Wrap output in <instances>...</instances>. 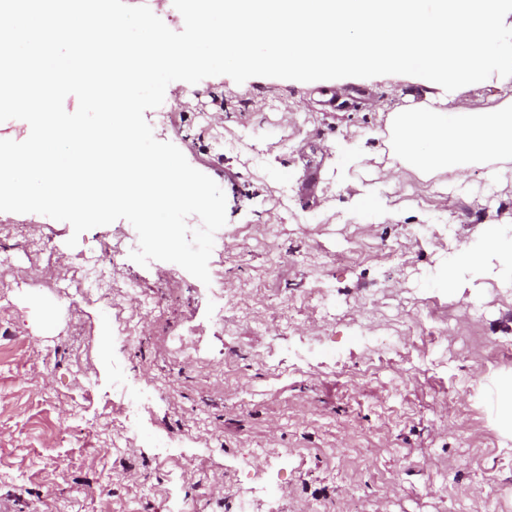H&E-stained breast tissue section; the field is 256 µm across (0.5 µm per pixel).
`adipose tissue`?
<instances>
[{
    "label": "adipose tissue",
    "instance_id": "adipose-tissue-1",
    "mask_svg": "<svg viewBox=\"0 0 512 512\" xmlns=\"http://www.w3.org/2000/svg\"><path fill=\"white\" fill-rule=\"evenodd\" d=\"M481 247L460 245L448 264V289L462 297L466 276L512 279V235L496 224L484 225Z\"/></svg>",
    "mask_w": 512,
    "mask_h": 512
}]
</instances>
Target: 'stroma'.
Here are the masks:
<instances>
[{
    "instance_id": "obj_1",
    "label": "stroma",
    "mask_w": 512,
    "mask_h": 512,
    "mask_svg": "<svg viewBox=\"0 0 512 512\" xmlns=\"http://www.w3.org/2000/svg\"><path fill=\"white\" fill-rule=\"evenodd\" d=\"M418 87L409 75L341 78L326 108L324 86L296 80L180 84L153 133L225 193L224 247L208 265L223 278L207 285L124 253L107 298L65 301L52 286L64 259L101 252L131 223L77 236L64 221L0 212V225L51 239L61 261L47 270L21 236H0L12 255L0 266L12 286L0 308V512H168L175 499L237 512L241 463L255 452L278 469L250 512H512V433L495 406L497 382L512 377V292L491 278L465 289L486 338L472 353L454 351L465 320H444L448 248L477 243L484 224L512 227V177L492 185L469 168L466 195L407 168L388 184L387 117ZM344 140L360 166L344 167ZM367 184L384 187L398 220L354 210ZM34 275L40 286L27 285ZM131 280L176 300L122 342ZM218 286L239 300L220 327ZM319 288L329 313L316 309ZM359 330L401 348L374 352ZM121 376L129 396L152 393L133 433Z\"/></svg>"
}]
</instances>
